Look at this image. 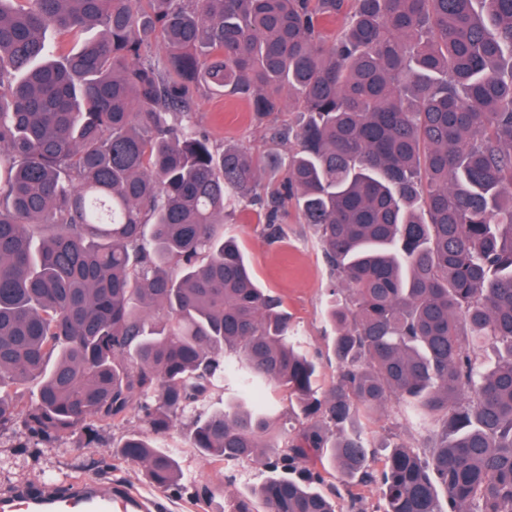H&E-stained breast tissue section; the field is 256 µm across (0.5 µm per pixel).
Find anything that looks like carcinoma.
Masks as SVG:
<instances>
[{
	"label": "carcinoma",
	"instance_id": "carcinoma-1",
	"mask_svg": "<svg viewBox=\"0 0 512 512\" xmlns=\"http://www.w3.org/2000/svg\"><path fill=\"white\" fill-rule=\"evenodd\" d=\"M201 87L291 150H215ZM234 203L313 230L328 388L224 233ZM229 368L238 398L205 411ZM262 382L298 425L249 404ZM392 401L433 429L378 457L360 418ZM188 410L217 472L267 468L231 512H363L325 466L384 512H512V0H0V434L91 446L133 412L151 435L116 454L179 492L160 440ZM326 483H335L343 497L347 498L348 492L357 494L361 498L363 509L365 512H383L384 503L381 500L378 492L372 487L362 486H342L337 475L336 480L332 475L325 474Z\"/></svg>",
	"mask_w": 512,
	"mask_h": 512
}]
</instances>
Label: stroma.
<instances>
[{"instance_id": "stroma-1", "label": "stroma", "mask_w": 512, "mask_h": 512, "mask_svg": "<svg viewBox=\"0 0 512 512\" xmlns=\"http://www.w3.org/2000/svg\"><path fill=\"white\" fill-rule=\"evenodd\" d=\"M194 109L197 127L217 148L241 145L259 156L273 150L266 130L254 123L247 104L202 88L195 93ZM280 223L286 239L268 237L264 212L255 205L228 218L226 229L239 239L257 283L282 297L293 332L320 363V384L325 387L336 377V363L328 357L335 334L326 318L329 272L310 229L300 223L296 211L282 215ZM190 422V417L180 418L166 438L181 451L182 493L159 491L140 469L119 460L101 468L100 459L110 457L113 446L126 432L140 429V422L132 416L102 429L98 443L91 448L79 435L53 448H21L11 434L0 435V498L18 487L38 485L53 477L63 489L82 481L97 482L111 490L116 502L125 505V512H227L237 497L261 482L263 468L260 463L243 461L217 474L211 464L189 449ZM365 428L379 446L402 442L415 447L424 439L423 430L407 423L393 402L366 421Z\"/></svg>"}]
</instances>
